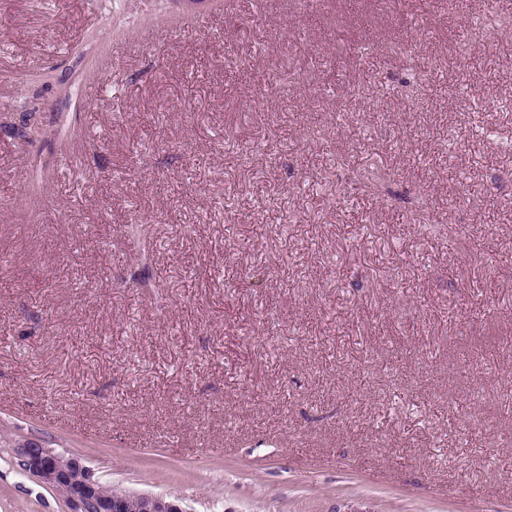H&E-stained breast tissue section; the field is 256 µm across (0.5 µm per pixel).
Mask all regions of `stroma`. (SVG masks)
I'll use <instances>...</instances> for the list:
<instances>
[{
    "instance_id": "stroma-1",
    "label": "stroma",
    "mask_w": 512,
    "mask_h": 512,
    "mask_svg": "<svg viewBox=\"0 0 512 512\" xmlns=\"http://www.w3.org/2000/svg\"><path fill=\"white\" fill-rule=\"evenodd\" d=\"M489 11L0 0V512H71L29 439L188 512H512ZM406 47L445 96H412Z\"/></svg>"
}]
</instances>
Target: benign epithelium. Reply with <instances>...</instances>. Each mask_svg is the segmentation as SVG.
<instances>
[{"label":"benign epithelium","instance_id":"obj_1","mask_svg":"<svg viewBox=\"0 0 512 512\" xmlns=\"http://www.w3.org/2000/svg\"><path fill=\"white\" fill-rule=\"evenodd\" d=\"M21 468L52 487L73 506V512H187L170 494H134L119 489L105 493L81 458L57 454L37 440L15 448Z\"/></svg>","mask_w":512,"mask_h":512}]
</instances>
